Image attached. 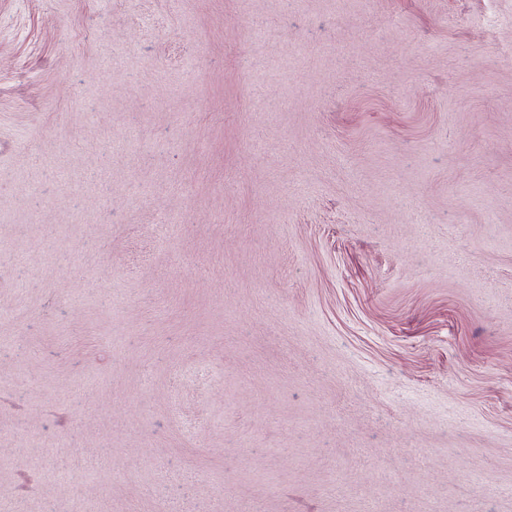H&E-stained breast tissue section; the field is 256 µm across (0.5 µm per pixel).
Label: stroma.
<instances>
[{
  "label": "stroma",
  "mask_w": 512,
  "mask_h": 512,
  "mask_svg": "<svg viewBox=\"0 0 512 512\" xmlns=\"http://www.w3.org/2000/svg\"><path fill=\"white\" fill-rule=\"evenodd\" d=\"M512 0H0V512H512Z\"/></svg>",
  "instance_id": "stroma-1"
}]
</instances>
